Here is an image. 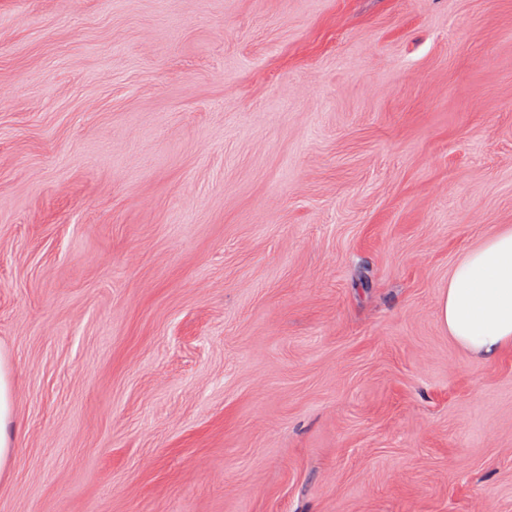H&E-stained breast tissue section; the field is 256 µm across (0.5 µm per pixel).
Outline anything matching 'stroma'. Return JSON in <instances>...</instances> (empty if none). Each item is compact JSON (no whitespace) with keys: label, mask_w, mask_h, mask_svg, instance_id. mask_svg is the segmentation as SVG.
I'll return each mask as SVG.
<instances>
[{"label":"stroma","mask_w":512,"mask_h":512,"mask_svg":"<svg viewBox=\"0 0 512 512\" xmlns=\"http://www.w3.org/2000/svg\"><path fill=\"white\" fill-rule=\"evenodd\" d=\"M512 0H0V512H512ZM439 318L463 349L495 357L512 349V229L468 250L448 275ZM14 386L10 356L0 349V469L15 450Z\"/></svg>","instance_id":"stroma-1"}]
</instances>
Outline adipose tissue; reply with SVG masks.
I'll list each match as a JSON object with an SVG mask.
<instances>
[{"label": "adipose tissue", "instance_id": "1", "mask_svg": "<svg viewBox=\"0 0 512 512\" xmlns=\"http://www.w3.org/2000/svg\"><path fill=\"white\" fill-rule=\"evenodd\" d=\"M439 318L463 349L494 357L512 349V229L468 250L448 276ZM14 386L10 356L0 350V469L15 450Z\"/></svg>", "mask_w": 512, "mask_h": 512}]
</instances>
